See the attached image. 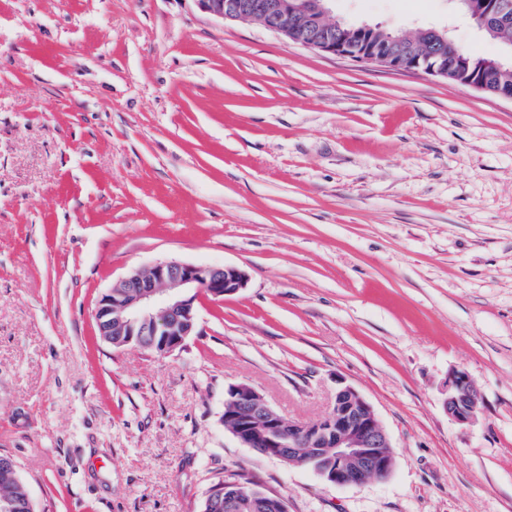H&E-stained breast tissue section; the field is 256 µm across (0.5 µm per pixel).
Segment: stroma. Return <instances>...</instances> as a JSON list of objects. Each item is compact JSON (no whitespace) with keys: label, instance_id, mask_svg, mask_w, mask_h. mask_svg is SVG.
I'll use <instances>...</instances> for the list:
<instances>
[{"label":"stroma","instance_id":"obj_1","mask_svg":"<svg viewBox=\"0 0 512 512\" xmlns=\"http://www.w3.org/2000/svg\"><path fill=\"white\" fill-rule=\"evenodd\" d=\"M330 9L501 54L450 0ZM170 260L248 282L171 354L105 342L99 299ZM340 382L385 478L330 485L224 427L230 385L305 423ZM0 454L34 512H201L234 471L288 512H512V101L194 0H0ZM443 407L458 422H469L477 413V395L468 375L454 370L448 375Z\"/></svg>","mask_w":512,"mask_h":512}]
</instances>
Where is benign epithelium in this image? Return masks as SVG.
I'll return each instance as SVG.
<instances>
[{
	"label": "benign epithelium",
	"mask_w": 512,
	"mask_h": 512,
	"mask_svg": "<svg viewBox=\"0 0 512 512\" xmlns=\"http://www.w3.org/2000/svg\"><path fill=\"white\" fill-rule=\"evenodd\" d=\"M197 8L217 19L257 21L288 40L330 56L347 57L399 71H423L448 76L431 40L443 37L435 28L421 29V39L409 40L368 24L345 26L333 18L329 0H274L268 8L243 12L230 0H194ZM481 30L497 35L512 19V0H454ZM246 272L237 266H207L157 262L131 270L98 301L95 321L101 336L131 342L159 355L180 348L197 326V303L204 295L222 300L243 290ZM224 427L249 448L288 462L301 446L309 452L306 467L325 482L337 486L361 483L390 473L394 451L390 437L370 403L354 388L336 389L332 408L323 418L294 423L282 418L253 387L241 383L228 387ZM443 407L458 422H469L477 413V395L468 375L453 370L448 375ZM237 498L214 485L205 498L204 512L224 506L240 510L255 507V490L235 484Z\"/></svg>",
	"instance_id": "benign-epithelium-1"
}]
</instances>
